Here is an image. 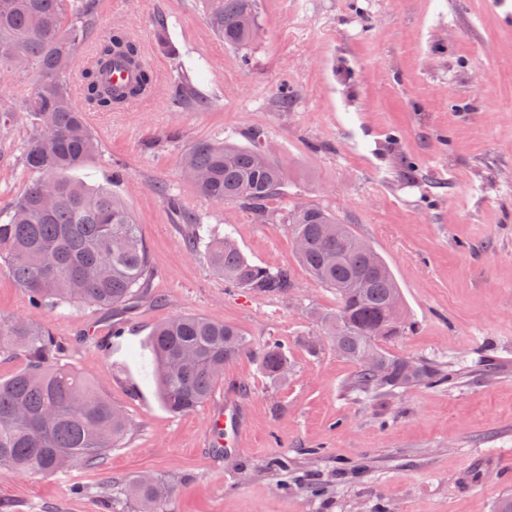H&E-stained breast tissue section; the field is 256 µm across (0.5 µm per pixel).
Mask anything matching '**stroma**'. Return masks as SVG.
I'll return each mask as SVG.
<instances>
[{
	"label": "stroma",
	"instance_id": "1",
	"mask_svg": "<svg viewBox=\"0 0 512 512\" xmlns=\"http://www.w3.org/2000/svg\"><path fill=\"white\" fill-rule=\"evenodd\" d=\"M258 10L255 38L237 49L216 38L199 0H95L99 33L133 36L156 88L147 102L88 113L98 150L75 176L97 185L121 170L114 189L152 278L111 312L49 310L0 271V313L46 324L62 364L132 428L100 468L0 473V512H141L100 494L141 475L178 487L171 512H499L512 500V0H258ZM177 55L194 66L206 106L176 101ZM256 128L288 171L263 220L199 197L179 171L196 142L245 146ZM30 133L22 113L0 132L1 215L31 179ZM171 195L249 262L290 268L297 290L266 297L226 284L206 246L189 248ZM296 202L326 208L384 258L410 323L386 351L451 382L356 391L358 365L311 315L334 311L336 296L309 277L278 221ZM183 314L235 326L250 351L225 364L201 408L175 415L141 352L157 323ZM275 339L291 361L281 382L258 363ZM229 393L248 419L238 453L215 460L210 414ZM275 456L287 472L270 468Z\"/></svg>",
	"mask_w": 512,
	"mask_h": 512
}]
</instances>
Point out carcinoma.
<instances>
[{"mask_svg":"<svg viewBox=\"0 0 512 512\" xmlns=\"http://www.w3.org/2000/svg\"><path fill=\"white\" fill-rule=\"evenodd\" d=\"M92 0H0V68L33 69L36 82L20 104L32 123L24 164L32 179L12 211L0 220V266L36 306L111 309L147 287L148 253L133 216L109 183L89 185L69 173L96 148L86 113L120 110L149 95L154 75L138 42L112 30L96 42L94 63L80 75V99L72 90V62L96 27ZM208 22L224 44L241 48L259 28L256 0H203ZM137 72L112 84V63ZM181 101H206L181 75ZM182 176L208 200L236 202L255 215L287 181L268 153L263 133L252 144L201 141L183 157ZM191 225L190 248L203 241L194 213L173 207ZM295 252L308 273L336 294V311L318 319L336 352L359 368L357 388L376 393L439 385L445 377L420 362L395 357L382 343L404 333L391 330L390 307L401 289L386 261L329 211L296 203L282 215ZM209 259L224 282L255 294L285 297L297 284L286 267L250 263L227 237H211ZM235 327L195 315H177L149 335L152 378L160 401L176 415L195 411L210 397L224 363L248 351ZM62 345L38 321L0 314V357L20 355L23 369L0 381V470L54 475L72 464L101 466L130 431L120 407L97 393L81 373L59 362ZM288 349L267 344L260 369L273 380L288 373ZM127 492L148 512H164L178 489L142 476Z\"/></svg>","mask_w":512,"mask_h":512,"instance_id":"obj_1","label":"carcinoma"}]
</instances>
